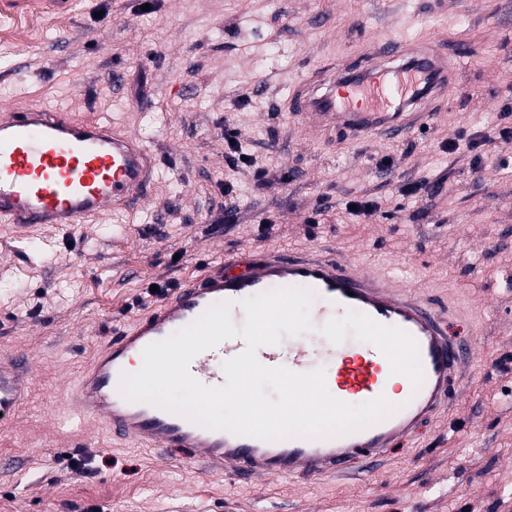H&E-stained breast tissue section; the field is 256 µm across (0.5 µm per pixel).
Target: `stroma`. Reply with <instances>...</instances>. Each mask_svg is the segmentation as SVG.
Wrapping results in <instances>:
<instances>
[{"mask_svg":"<svg viewBox=\"0 0 512 512\" xmlns=\"http://www.w3.org/2000/svg\"><path fill=\"white\" fill-rule=\"evenodd\" d=\"M0 0V111L39 99L106 115L161 158L150 201L84 224L0 232V354L29 357L27 398L0 428V512H512V0H45L35 25ZM447 38L458 83L404 139L316 142L283 103L308 68L382 37ZM250 164L231 166L225 128ZM456 150H448V141ZM288 182H281V175ZM233 183L224 196L225 183ZM420 191L404 197L405 183ZM374 215H351L355 198ZM234 223L212 226L224 207ZM322 250L427 287L460 310L477 374L365 483H230L186 450L109 444L65 387L145 314L150 284L225 254Z\"/></svg>","mask_w":512,"mask_h":512,"instance_id":"1","label":"stroma"}]
</instances>
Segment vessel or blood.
I'll return each mask as SVG.
<instances>
[{"instance_id": "1", "label": "vessel or blood", "mask_w": 512, "mask_h": 512, "mask_svg": "<svg viewBox=\"0 0 512 512\" xmlns=\"http://www.w3.org/2000/svg\"><path fill=\"white\" fill-rule=\"evenodd\" d=\"M458 60L432 38L373 41L354 62L311 69L288 98L290 116L303 129L352 142H394L425 125L455 82ZM159 160L141 139L110 118L87 122L67 108L23 105L0 114V222L20 232L58 224L71 229L112 211L140 208L151 198ZM285 287L314 294L317 325L347 312L410 333L419 348L423 381L389 388L390 364L373 345L324 342L292 348L294 372L319 362L336 366L339 399L361 404L396 392L399 409L362 428L325 438L264 440L214 430L120 392L134 355L198 319L213 305L229 306L234 323L246 319L245 299ZM452 313L428 290L398 284L331 254L273 250L257 269L243 256L225 257L179 285L170 298L132 323L118 326L64 396L86 419L113 436L161 449L185 448L195 459L230 470L241 482L278 476L312 483L328 477L359 479L363 468L409 441L453 401L454 380L467 375L471 348L452 336ZM245 348L223 341L193 358L189 370L203 384L224 383L223 364ZM28 365L0 354V426L12 423L25 398Z\"/></svg>"}]
</instances>
